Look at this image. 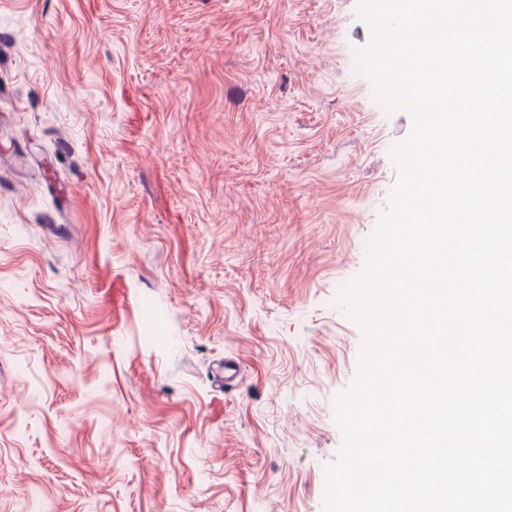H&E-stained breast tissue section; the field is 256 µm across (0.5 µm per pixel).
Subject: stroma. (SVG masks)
<instances>
[{
  "label": "stroma",
  "instance_id": "35a3bbf8",
  "mask_svg": "<svg viewBox=\"0 0 512 512\" xmlns=\"http://www.w3.org/2000/svg\"><path fill=\"white\" fill-rule=\"evenodd\" d=\"M356 5L0 0V512H321L411 129Z\"/></svg>",
  "mask_w": 512,
  "mask_h": 512
}]
</instances>
